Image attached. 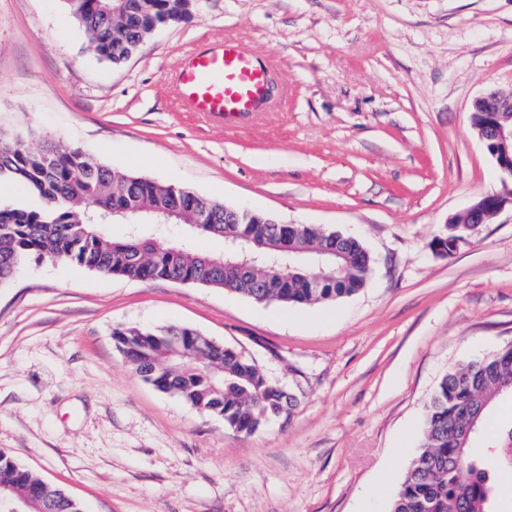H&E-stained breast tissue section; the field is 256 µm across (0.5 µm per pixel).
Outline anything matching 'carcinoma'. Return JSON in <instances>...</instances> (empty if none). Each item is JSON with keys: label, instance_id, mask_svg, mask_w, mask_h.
I'll return each instance as SVG.
<instances>
[{"label": "carcinoma", "instance_id": "obj_1", "mask_svg": "<svg viewBox=\"0 0 512 512\" xmlns=\"http://www.w3.org/2000/svg\"><path fill=\"white\" fill-rule=\"evenodd\" d=\"M82 29L87 50L122 65L156 29L188 19L195 0H65ZM0 181L36 198L34 205H0V285L29 261L75 263L99 273L138 280H170L224 288L256 303L308 305L334 301L365 287L371 259L361 242L315 224L269 223L257 213L224 220V204L147 178L119 175L75 147L50 140L0 138ZM174 215L187 224L211 216L198 236L235 241L259 256L242 269L240 256H214L192 247L172 248L144 233L121 240L102 225L126 223L130 211ZM448 224L430 247L451 255L477 231ZM288 237L293 258L279 262ZM116 349L144 382L217 416L238 433L252 434L280 415L285 395L237 350L209 342L191 327L112 331ZM512 396V344L449 370L426 404L419 446L393 496L389 512H496V475L512 471V426L497 431L489 452L478 456L481 435L498 403ZM0 493L26 512H83L81 504L0 450Z\"/></svg>", "mask_w": 512, "mask_h": 512}]
</instances>
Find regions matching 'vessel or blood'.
Masks as SVG:
<instances>
[{"instance_id": "vessel-or-blood-1", "label": "vessel or blood", "mask_w": 512, "mask_h": 512, "mask_svg": "<svg viewBox=\"0 0 512 512\" xmlns=\"http://www.w3.org/2000/svg\"><path fill=\"white\" fill-rule=\"evenodd\" d=\"M175 80L183 109L225 121L260 111L269 87L266 63L235 40L186 54Z\"/></svg>"}]
</instances>
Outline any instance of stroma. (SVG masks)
Returning a JSON list of instances; mask_svg holds the SVG:
<instances>
[{"mask_svg": "<svg viewBox=\"0 0 512 512\" xmlns=\"http://www.w3.org/2000/svg\"><path fill=\"white\" fill-rule=\"evenodd\" d=\"M241 40L271 111H182L184 55ZM512 94V0H197L121 67L64 0H0V137L76 147L114 172L356 237L357 294L314 306L68 262L0 286V448L85 512H388L426 403L512 343V181L470 121ZM507 203L450 256L429 243L483 195ZM188 326L294 396L246 435L144 383L112 331Z\"/></svg>", "mask_w": 512, "mask_h": 512, "instance_id": "stroma-1", "label": "stroma"}]
</instances>
